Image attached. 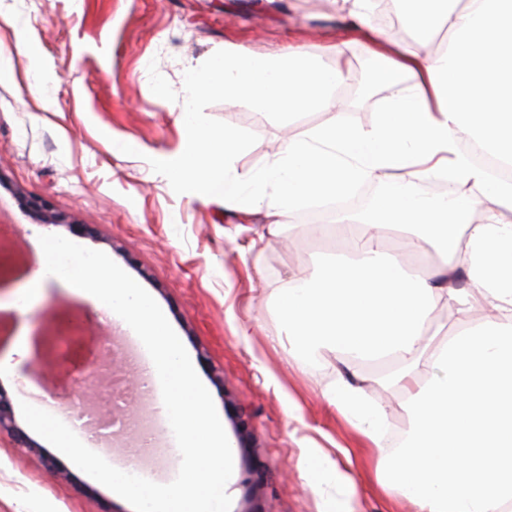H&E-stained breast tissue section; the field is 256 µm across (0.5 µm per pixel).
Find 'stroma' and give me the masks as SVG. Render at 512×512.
Instances as JSON below:
<instances>
[{
	"label": "stroma",
	"mask_w": 512,
	"mask_h": 512,
	"mask_svg": "<svg viewBox=\"0 0 512 512\" xmlns=\"http://www.w3.org/2000/svg\"><path fill=\"white\" fill-rule=\"evenodd\" d=\"M336 43L342 56L329 50ZM291 45L328 64L343 59L351 75L339 90L346 122L364 129L376 122L392 86L364 88L370 59L347 41L329 0H0V59L13 65L12 74H0V244L30 264L34 241L50 232L106 256L150 298L193 363L211 415L240 445L227 512H336L335 499L304 478L313 448L352 467L357 512H410L371 490L373 463L362 440L326 401L336 359L296 361L271 344L281 329V288L308 277L332 244L309 235L297 211L279 236L267 235L262 211L188 200L153 166L156 152L181 145L187 67L205 68L227 47L267 55ZM196 110L209 130L245 133L249 147L237 165L251 171L275 160L288 133L301 136L334 119L330 111L286 117L242 109L220 96L199 100ZM34 197L50 202L61 225L42 224L28 206ZM78 224L95 225L97 237L75 232ZM34 310L55 324L76 310L87 326L106 331L115 362L93 385L102 396L110 378L137 376L125 334L104 330L87 303L54 288ZM387 368L365 361L357 371L385 408L386 433L402 439L409 418L396 394L375 383ZM31 378L36 402L58 405L67 395L64 374L32 354L18 375H0L17 425L40 447L25 452L0 433V512H136L111 481L73 465L32 425L22 389ZM129 409L123 428L99 436L118 458L150 423L139 391L130 393ZM240 417L248 423L243 433ZM45 454L66 478L45 471Z\"/></svg>",
	"instance_id": "obj_1"
}]
</instances>
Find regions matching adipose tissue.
I'll use <instances>...</instances> for the list:
<instances>
[{
    "mask_svg": "<svg viewBox=\"0 0 512 512\" xmlns=\"http://www.w3.org/2000/svg\"><path fill=\"white\" fill-rule=\"evenodd\" d=\"M332 2L349 35L404 85L385 100L371 129L351 127L337 113L331 125L284 141L263 170H238L244 135L201 126L199 99L221 95L283 114L336 109V89L349 72L342 61L324 64L299 46L275 55L228 49L204 70L186 71L177 117L183 144L156 155L155 170L178 195L246 211L265 208L272 236L305 201L343 197L358 182L385 180L390 168L412 166L420 180L446 181L443 197L403 187L374 214H344L318 225L319 234L337 243L355 241L357 255L281 290L277 342L297 360L333 354L341 361L326 399L366 439L381 493L407 499L414 512H512V317L486 320L438 343L427 335L442 305L467 313L486 302L512 314V180L490 178L460 150L473 138L512 166V0H405L420 30L448 31L433 58L390 44L370 21L371 0ZM270 194L275 202H267ZM482 196L494 199L496 210H479ZM390 229L412 253L439 255L440 265L428 275L403 268L388 253ZM36 258L10 309L24 313L44 290L61 288L130 331L144 352L141 373L162 384L164 414L180 433L179 481L168 487L134 482L116 467L113 487L137 501L139 512H224L233 446L163 316L106 257L43 235ZM370 359L391 361L378 386L396 391L410 418L408 435L391 450L380 436L384 410L354 371ZM203 468L215 480L199 481ZM305 476L322 490L356 495L350 471L322 449H311Z\"/></svg>",
    "mask_w": 512,
    "mask_h": 512,
    "instance_id": "adipose-tissue-1",
    "label": "adipose tissue"
}]
</instances>
